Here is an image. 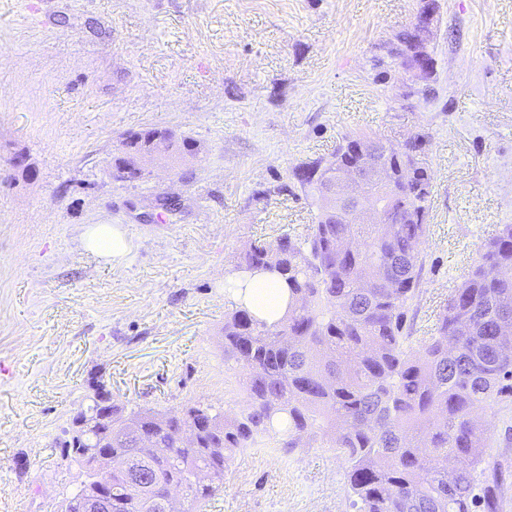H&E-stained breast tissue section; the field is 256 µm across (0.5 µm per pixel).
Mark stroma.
I'll list each match as a JSON object with an SVG mask.
<instances>
[{
  "mask_svg": "<svg viewBox=\"0 0 512 512\" xmlns=\"http://www.w3.org/2000/svg\"><path fill=\"white\" fill-rule=\"evenodd\" d=\"M430 98L373 67L419 0H0V512H57L85 475L58 444L97 386L177 413L245 399L218 333L248 242L305 233L292 176L347 133L427 137L434 181L420 295L430 331L481 243L512 224V0H438ZM202 151L114 179L125 134ZM15 152L27 174L6 164ZM177 198L176 211L160 201ZM119 228L121 262L84 249ZM512 512V398L478 414ZM207 512H354L327 442L244 448Z\"/></svg>",
  "mask_w": 512,
  "mask_h": 512,
  "instance_id": "35a3bbf8",
  "label": "stroma"
}]
</instances>
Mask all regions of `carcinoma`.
Masks as SVG:
<instances>
[{
    "label": "carcinoma",
    "mask_w": 512,
    "mask_h": 512,
    "mask_svg": "<svg viewBox=\"0 0 512 512\" xmlns=\"http://www.w3.org/2000/svg\"><path fill=\"white\" fill-rule=\"evenodd\" d=\"M397 37L402 53L389 67L406 65L418 53L435 59L434 47L406 26ZM137 133L125 162L148 159V136ZM365 140L399 173L423 153L425 136L386 146L367 135H345L332 158L304 162L293 170L316 209L301 235L254 241L237 255L235 273H274L288 286V309L270 324L239 306L225 316L224 362L243 373L245 401L229 415L212 405H192L179 414L127 411L112 404V431L61 442L64 460L85 469V481L61 503V512H83L96 472L83 449L100 445L127 463L106 483L112 505L98 512H165L168 489L179 488L182 512H203L224 484V468L242 448L276 439L284 448L321 436L347 463V485L356 512H500L502 475L478 482L489 468L488 429L477 410L512 396V336L499 334L498 320L512 317V224H502L479 250L468 275L440 306L430 336L407 326V311L423 269L420 245L429 232L428 169L413 181H394L371 206L385 202L389 224H354L329 217L323 188L336 161L355 164L353 149ZM196 141L182 136L168 158L182 163ZM201 423L193 445L182 442L181 425ZM154 440L149 448L142 436ZM168 449L167 454L157 452Z\"/></svg>",
    "instance_id": "carcinoma-1"
}]
</instances>
